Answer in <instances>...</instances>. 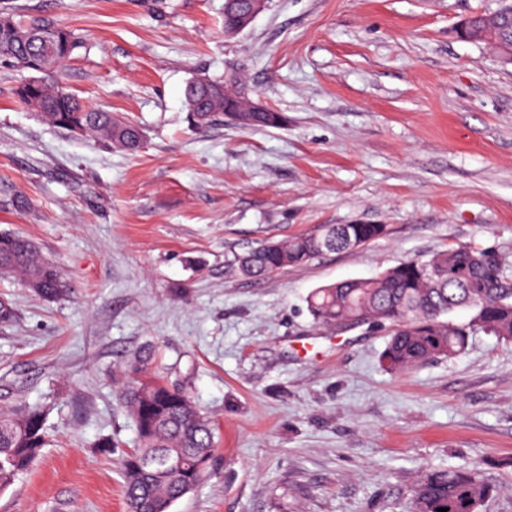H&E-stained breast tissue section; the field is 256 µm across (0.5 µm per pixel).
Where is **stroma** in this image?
Wrapping results in <instances>:
<instances>
[{
	"mask_svg": "<svg viewBox=\"0 0 512 512\" xmlns=\"http://www.w3.org/2000/svg\"><path fill=\"white\" fill-rule=\"evenodd\" d=\"M507 2L268 0L228 37L224 0H0L79 33L62 83L144 134L130 154L57 128L0 63V232L72 289L48 301L0 273V408L48 410L0 512H125L136 434L117 394L143 349L218 427L173 512H408L424 469L512 458V344L479 333L393 373L387 330L319 327L306 303L462 245L512 258V65L457 32ZM230 72L284 125L192 126L186 85ZM336 224L386 232L260 280L228 267Z\"/></svg>",
	"mask_w": 512,
	"mask_h": 512,
	"instance_id": "35a3bbf8",
	"label": "stroma"
}]
</instances>
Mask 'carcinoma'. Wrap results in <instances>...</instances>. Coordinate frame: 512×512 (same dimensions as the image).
<instances>
[{"label": "carcinoma", "instance_id": "obj_1", "mask_svg": "<svg viewBox=\"0 0 512 512\" xmlns=\"http://www.w3.org/2000/svg\"><path fill=\"white\" fill-rule=\"evenodd\" d=\"M13 32L0 29V62L27 72L43 67L42 76L27 78L17 89L25 107H36L61 129L78 126L117 149L135 151L142 131L114 114L86 107L61 81L53 77L82 41L73 31L59 27L50 40H21L50 20L18 21L0 11ZM237 78L224 83L209 78L195 80L185 89L187 103L217 101L211 112H191L189 120L205 126L224 116V96H236ZM243 129L277 127L279 112L251 113ZM386 231L382 224H336L316 235L268 240L238 259L237 268L247 278L258 279L288 266L312 261L328 252L370 243ZM0 271L23 281L46 299L68 291L57 266L44 258L29 240L0 233ZM512 279V262L490 247L459 246L427 260L410 259L369 279H348L314 289L307 308L315 324L341 330L386 326L391 337L383 351L385 367L403 372L437 357L461 353L469 337L484 333L512 344V288L497 283ZM152 355L135 353L127 360L133 377L120 391L136 430L137 446L125 454L120 475L126 512H172L175 503L195 491L207 472L216 448V428L184 389L158 376L148 379ZM46 410L40 405L20 410L0 409V492L41 455L47 443ZM496 487L479 468L429 469L413 489L409 512H481Z\"/></svg>", "mask_w": 512, "mask_h": 512}]
</instances>
